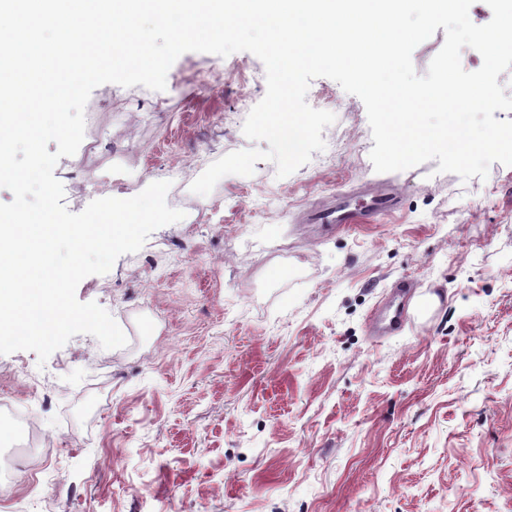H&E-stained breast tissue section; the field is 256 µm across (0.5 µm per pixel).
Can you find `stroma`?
Returning a JSON list of instances; mask_svg holds the SVG:
<instances>
[{
  "mask_svg": "<svg viewBox=\"0 0 512 512\" xmlns=\"http://www.w3.org/2000/svg\"><path fill=\"white\" fill-rule=\"evenodd\" d=\"M242 67L264 69L245 51L187 52L165 90L95 88L97 156L54 170L67 209L94 184L130 198L251 148L242 128L266 85ZM315 84L336 116L324 150L284 178L269 161L221 178L207 219L158 228L80 282L126 346L78 334L43 364L0 355V396L40 431L0 422L17 494L0 512H512V167L464 181L432 160L388 173L394 215L301 223L378 177L363 102ZM402 277L440 304L372 339Z\"/></svg>",
  "mask_w": 512,
  "mask_h": 512,
  "instance_id": "1",
  "label": "stroma"
}]
</instances>
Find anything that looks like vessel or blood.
Listing matches in <instances>:
<instances>
[{"instance_id": "obj_1", "label": "vessel or blood", "mask_w": 512, "mask_h": 512, "mask_svg": "<svg viewBox=\"0 0 512 512\" xmlns=\"http://www.w3.org/2000/svg\"><path fill=\"white\" fill-rule=\"evenodd\" d=\"M400 206L401 195L391 184L372 183L336 193L326 204L308 211L306 221L310 224H371Z\"/></svg>"}]
</instances>
